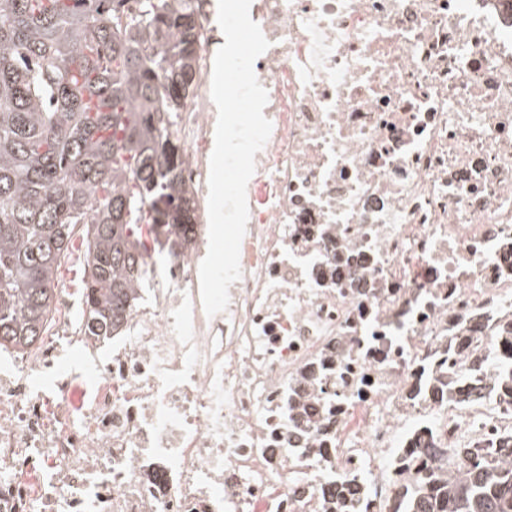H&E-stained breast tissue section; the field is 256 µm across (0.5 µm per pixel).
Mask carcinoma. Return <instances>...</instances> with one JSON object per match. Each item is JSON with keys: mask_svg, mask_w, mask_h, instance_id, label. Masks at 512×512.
I'll return each instance as SVG.
<instances>
[{"mask_svg": "<svg viewBox=\"0 0 512 512\" xmlns=\"http://www.w3.org/2000/svg\"><path fill=\"white\" fill-rule=\"evenodd\" d=\"M0 0V348L42 342L60 269L84 246L88 336L123 329L151 251L196 235L172 120L196 92L195 0ZM512 404V356L495 365ZM404 512H512V453L458 448Z\"/></svg>", "mask_w": 512, "mask_h": 512, "instance_id": "obj_1", "label": "carcinoma"}]
</instances>
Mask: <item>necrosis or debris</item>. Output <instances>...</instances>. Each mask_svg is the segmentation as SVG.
<instances>
[{
	"instance_id": "1",
	"label": "necrosis or debris",
	"mask_w": 512,
	"mask_h": 512,
	"mask_svg": "<svg viewBox=\"0 0 512 512\" xmlns=\"http://www.w3.org/2000/svg\"><path fill=\"white\" fill-rule=\"evenodd\" d=\"M271 135L207 316V85L179 112L191 248L79 387L71 289L0 367V512H399L512 438V0H252ZM50 386L34 391L33 381Z\"/></svg>"
}]
</instances>
